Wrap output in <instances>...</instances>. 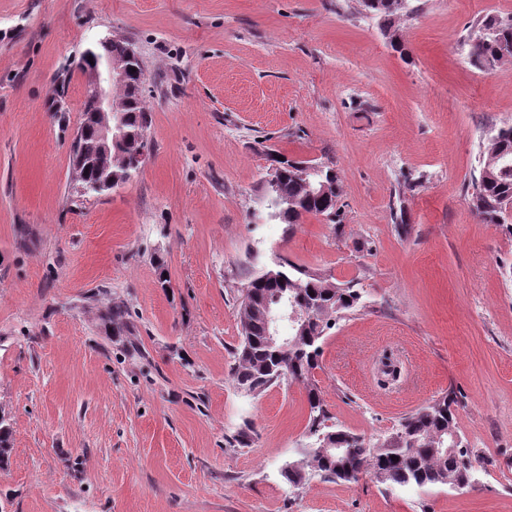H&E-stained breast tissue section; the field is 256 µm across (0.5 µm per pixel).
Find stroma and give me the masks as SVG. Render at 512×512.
<instances>
[{
    "mask_svg": "<svg viewBox=\"0 0 512 512\" xmlns=\"http://www.w3.org/2000/svg\"><path fill=\"white\" fill-rule=\"evenodd\" d=\"M415 4L0 0V512H512V229L469 204L512 124V61L480 69L469 38L512 0ZM107 37L143 62L152 156L79 204L78 60ZM270 148L334 166L336 222L270 219ZM282 260L362 294L313 373L336 423L375 442L455 392L471 487L283 478L302 385L231 378L241 289ZM407 8L405 10L401 9L400 6L404 5V1L400 0L398 5V0H360L362 6L369 12L379 15L384 18H388L391 16H395L399 12H405L409 14H414L417 11V6L412 5V0H406Z\"/></svg>",
    "mask_w": 512,
    "mask_h": 512,
    "instance_id": "1",
    "label": "stroma"
}]
</instances>
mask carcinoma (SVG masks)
<instances>
[{"label": "carcinoma", "instance_id": "1", "mask_svg": "<svg viewBox=\"0 0 512 512\" xmlns=\"http://www.w3.org/2000/svg\"><path fill=\"white\" fill-rule=\"evenodd\" d=\"M369 12L388 18L405 11L414 14L417 6L409 4L401 9L398 0H360ZM478 35L470 45V55L486 71L512 59V16L507 18L487 15L477 22ZM131 45L114 39L100 54L111 58L123 57ZM121 94L114 101L123 106L120 139L112 143L108 155L99 154L92 120H87L84 143L86 164L82 172L86 180L96 181L101 171L112 172V187L129 180L123 157L137 150L148 129V111L142 99L129 92V85L119 87ZM512 126L500 127L483 152L478 176L474 177L471 208L487 224L508 223L507 210L512 205ZM272 167L279 175L281 203L272 207L270 217L285 224H299L306 216H323L336 222L339 193L336 170L330 166L307 160L279 159L272 156ZM298 301L306 309V322L297 339L288 349H280L268 342L266 309L277 297ZM360 292L351 287L329 283L294 265L280 264L276 277H269L265 269L255 274L244 285L240 301L242 344L235 353L231 368L237 387L252 393L283 382L279 371L288 370V380L304 385L307 402V433L324 439L345 450L341 459L333 454L323 455L317 449H308L300 460L288 463L283 476L289 484L298 486L306 481L309 471L329 481H357L354 471H363L387 489L427 488L446 486L461 490L471 485V476L464 451L457 457L448 455V446L463 447L456 427L457 396L448 392L429 406L401 421L387 438L370 447L365 440L333 421L318 387L311 382L313 370L319 367L325 331L332 321L343 313L357 308ZM125 306L114 304L102 313L117 334L131 332Z\"/></svg>", "mask_w": 512, "mask_h": 512}]
</instances>
